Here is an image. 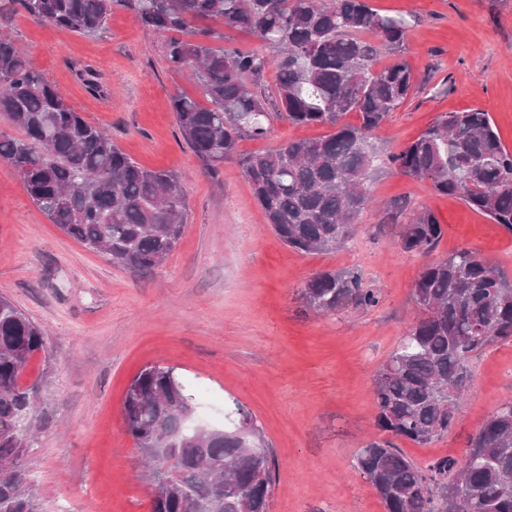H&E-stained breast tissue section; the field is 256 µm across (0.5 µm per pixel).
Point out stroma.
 <instances>
[{"label":"stroma","instance_id":"obj_1","mask_svg":"<svg viewBox=\"0 0 512 512\" xmlns=\"http://www.w3.org/2000/svg\"><path fill=\"white\" fill-rule=\"evenodd\" d=\"M412 19L405 56L418 90L376 132L387 153L441 113H489L512 149V0H368ZM17 50L57 85L90 123L140 166L180 176L183 235L149 273L113 265L65 235L32 203L0 161V296L46 336L22 384L38 390V438L28 455L40 512H151L141 456L125 433L123 403L137 373L177 369L197 395L196 420L221 429L243 409L273 453L270 512H384L355 457L378 437L373 378L417 315L412 287L427 259L477 250L512 275V233L430 182L372 173L381 201L427 207L444 235L432 256L402 252L397 231L367 209L340 249L304 254L270 229L236 160L209 169L183 139L171 105L203 94L170 68L169 33H146L115 7L106 33L87 38L26 15L13 24ZM102 76L107 99L91 97L72 65ZM324 126L275 122L242 141L244 154L326 135ZM357 271L376 306L330 315L305 309L298 292L322 270ZM456 429L421 447L397 440L419 466L463 459L468 439L512 400V341L473 357Z\"/></svg>","mask_w":512,"mask_h":512}]
</instances>
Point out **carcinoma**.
Wrapping results in <instances>:
<instances>
[{
    "label": "carcinoma",
    "instance_id": "cac0c4a2",
    "mask_svg": "<svg viewBox=\"0 0 512 512\" xmlns=\"http://www.w3.org/2000/svg\"><path fill=\"white\" fill-rule=\"evenodd\" d=\"M116 6L133 11L148 33H179L169 41L168 63L190 71L208 105L176 94L172 107L184 140L207 165L224 163L277 120L334 128L240 157L266 224L288 247L316 253L345 245L372 204L367 181L377 162L430 181L512 232V151L489 113L446 112L382 160L372 151L371 136L415 90L404 57L410 23L402 15L380 14L367 0H0V117L22 132H0V160L51 223L112 264L150 271L173 251L183 228V184L174 173L139 166L66 103L16 50L11 26L26 14L97 37ZM233 28L251 31L269 53L212 46ZM382 46L393 60L378 68ZM269 72L274 84L262 93ZM77 76L89 94H105L90 66ZM349 112L359 123L343 122ZM402 215L401 250L430 255L442 224L428 209L407 212L403 202L386 208L381 222ZM412 295L418 317L374 378L375 425L426 447L455 429L466 362L512 338V278L463 248L425 264ZM299 296L316 314L379 302L353 270L318 272ZM45 347L41 328L1 297L0 512H39L28 471L35 388L20 378ZM193 406L173 367L147 366L127 389L125 432L149 465L151 512H269L272 461L252 418L241 411L227 429H186ZM356 468L384 512H512V400L487 418L460 461L424 469L391 441L372 440ZM448 472L451 480L436 481Z\"/></svg>",
    "mask_w": 512,
    "mask_h": 512
}]
</instances>
